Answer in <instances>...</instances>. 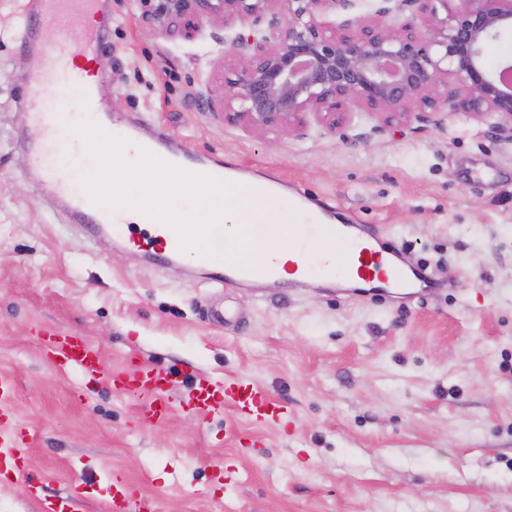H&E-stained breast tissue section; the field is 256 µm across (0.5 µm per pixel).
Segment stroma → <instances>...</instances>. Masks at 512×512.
I'll list each match as a JSON object with an SVG mask.
<instances>
[{
	"label": "stroma",
	"mask_w": 512,
	"mask_h": 512,
	"mask_svg": "<svg viewBox=\"0 0 512 512\" xmlns=\"http://www.w3.org/2000/svg\"><path fill=\"white\" fill-rule=\"evenodd\" d=\"M26 3L0 0V374L15 380L8 422L29 434L45 494L84 476V512H108L114 477L151 512H512V140L485 116L446 111L390 125L353 114L334 131L225 124L197 94L222 97L225 44L253 22L171 39L135 0H109L111 45L92 69L113 128L144 114L171 150L377 225L439 282L408 303L317 278L227 285L191 255L149 262L62 221L64 200L25 160L23 100L80 32L43 23L30 49ZM115 145L95 138L83 158L55 161L84 185ZM219 306L238 320L214 322ZM46 330L88 340L108 372L135 353L249 378L288 416L253 422L228 407L206 420L178 387L152 426L139 393L42 358Z\"/></svg>",
	"instance_id": "stroma-1"
}]
</instances>
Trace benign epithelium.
<instances>
[{"mask_svg": "<svg viewBox=\"0 0 512 512\" xmlns=\"http://www.w3.org/2000/svg\"><path fill=\"white\" fill-rule=\"evenodd\" d=\"M350 0H137L139 19L168 38L192 40L205 23L230 25L271 15L269 27L240 35L228 54L222 113L229 125L276 131L307 124L334 129L353 113L392 123L418 109L496 118L512 139V61L484 60L488 42L512 32V0H396L409 11L396 28L360 17L335 25L324 14ZM453 81L441 96L438 88Z\"/></svg>", "mask_w": 512, "mask_h": 512, "instance_id": "1", "label": "benign epithelium"}]
</instances>
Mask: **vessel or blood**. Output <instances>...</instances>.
<instances>
[{
	"mask_svg": "<svg viewBox=\"0 0 512 512\" xmlns=\"http://www.w3.org/2000/svg\"><path fill=\"white\" fill-rule=\"evenodd\" d=\"M42 20L58 21L62 28L79 27L81 30V54L93 60L106 47V31L109 22L106 0H35L25 28L28 46H37V25ZM50 81L63 88L73 83L82 84L84 94L79 114L87 131L98 129L103 121L105 105L96 95L90 70L73 71L60 68ZM27 105L33 118L32 135L28 150L31 163H41L42 134L47 129V114L39 91H32ZM125 149L144 157H162L169 167H176L172 156H160L158 150L140 133L139 123H131L117 135ZM184 177L201 183L224 184L227 192L238 189L236 183L225 182L221 166L201 164L184 170ZM50 186L60 195L68 196L69 217L86 220L93 232L110 231L124 237L126 245L140 250L147 259L159 255L169 257L185 251L196 238L208 239L211 247L206 259H220L224 263L225 281L250 283L270 277L277 272L275 258L262 263L240 260L238 250L226 245L214 225L211 224H160L154 220V212L147 204H139L134 211L100 207L91 190H75L76 174L71 169L49 170ZM145 221L146 232L142 238L125 237L131 217ZM294 242L301 250L309 266L323 276L342 277L372 283V295L385 300L395 294L421 299V291L430 287L431 279L424 269L415 267L400 252L390 254L377 250L378 230L370 224H327L319 213L306 216L304 223L292 225ZM41 353L53 365L68 370L78 369L84 376L106 378L113 390H133L146 400V414L152 425H163L172 410L168 390L172 384L170 372L157 366L128 357L123 369L104 372L99 351L88 341L61 333H45ZM190 384L188 407L193 412L209 417L223 410L224 406L235 407L246 417L277 423L287 415V409L272 395L249 379L238 377L216 381L207 374L194 370L187 373ZM27 442L24 433L16 427L0 428V474L11 473L15 483L20 484L31 497L40 503V512H83L84 497L72 492L62 497L41 496L36 479L26 462Z\"/></svg>",
	"mask_w": 512,
	"mask_h": 512,
	"instance_id": "1",
	"label": "vessel or blood"
}]
</instances>
